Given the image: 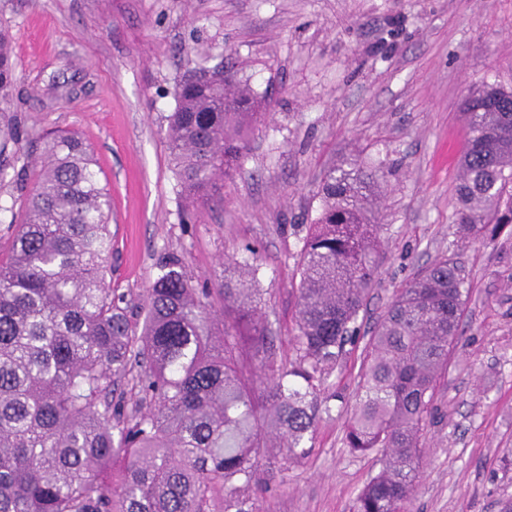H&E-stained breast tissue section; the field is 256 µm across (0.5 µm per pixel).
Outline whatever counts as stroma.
I'll list each match as a JSON object with an SVG mask.
<instances>
[{
    "label": "stroma",
    "mask_w": 512,
    "mask_h": 512,
    "mask_svg": "<svg viewBox=\"0 0 512 512\" xmlns=\"http://www.w3.org/2000/svg\"><path fill=\"white\" fill-rule=\"evenodd\" d=\"M14 46L9 110L26 147L49 130L93 147L112 196L113 288L142 306L160 253L184 255L220 307L224 261L256 266L277 359L294 360L297 262L319 185L376 169L378 282L360 340L328 379L311 456L260 469L261 512H350L382 466L344 444L370 331L415 273L448 258L469 295L419 450L412 512L512 503V237L455 235L460 104L512 87V0H0ZM224 66L271 103L235 177L185 221L161 127L186 76Z\"/></svg>",
    "instance_id": "35a3bbf8"
}]
</instances>
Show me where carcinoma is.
Masks as SVG:
<instances>
[{
  "instance_id": "1",
  "label": "carcinoma",
  "mask_w": 512,
  "mask_h": 512,
  "mask_svg": "<svg viewBox=\"0 0 512 512\" xmlns=\"http://www.w3.org/2000/svg\"><path fill=\"white\" fill-rule=\"evenodd\" d=\"M0 33V113L15 65ZM165 117L179 193L201 207L230 180L265 118L246 84L183 80ZM456 223L465 240L512 225V90L487 83L462 104ZM29 157L10 121L0 156ZM9 259L0 262V512H259L263 466L307 458L328 377L358 340L381 225L374 169L333 166L300 249L294 361L277 364L262 298L232 258L224 319L167 251L143 321L108 282L110 192L78 134L43 138ZM469 289L446 259L421 270L375 327L346 428L383 467L352 512H410L420 439L459 336ZM138 391L129 398L123 383Z\"/></svg>"
}]
</instances>
